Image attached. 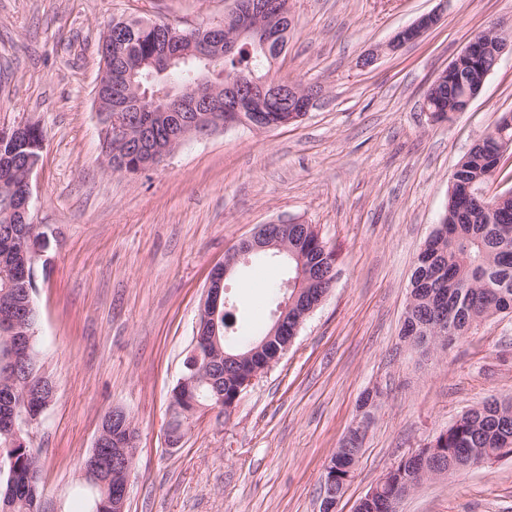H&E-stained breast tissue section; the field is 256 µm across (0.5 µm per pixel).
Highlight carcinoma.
<instances>
[{"mask_svg": "<svg viewBox=\"0 0 512 512\" xmlns=\"http://www.w3.org/2000/svg\"><path fill=\"white\" fill-rule=\"evenodd\" d=\"M124 39L113 40L112 70H131L137 64L154 60L158 69L145 67L137 71L135 82L145 89L169 87L179 91L192 83L206 66L226 78L244 80L263 79L270 76L272 60L278 58L288 44L290 24H285L280 36L268 46L261 40L248 36L233 48L206 62L194 54V48L184 37H179L167 22L123 20ZM480 81L477 70L464 65L457 70L451 83L428 89L429 108L436 120L446 119L445 109L454 107L455 101L467 94ZM153 102L146 101L133 116L140 128V136L155 144L165 145L176 132V126L160 119ZM506 115H501L469 152L460 160L456 177L463 184L476 189L488 186L496 171L488 162V153L495 149L494 138L504 127ZM44 131L35 126L29 140L20 142L10 129H0V302L20 299L24 284L13 282L4 291V275L21 264V252L27 250L23 234L24 224L8 198L19 193L22 179L18 169L11 167L5 158L9 152L28 155L34 161L42 159L38 144L44 141ZM140 148L133 141L119 151L115 150L112 136L104 133L101 138V155L111 158L112 172L136 174L139 172ZM285 265L291 277L298 272L309 275L299 287V301L289 312L288 328L270 336V330L242 336L232 330L234 321L224 322L217 317L216 326L209 327L215 334L219 350L209 361L201 362L196 370L183 366L182 373L193 379L191 386L175 385L171 391L173 429L178 430L187 416L179 410V397L192 392L199 403L210 405L215 389L224 392V414L233 411L238 395L239 376L224 369V355L238 356L252 351L256 344L268 340L263 352L256 355V364L263 366L278 350L290 342L291 327L309 310L318 289L311 280L325 275L335 266V255L318 235L301 226L288 229V254L275 258ZM410 297L413 309L405 312L403 334L415 347L424 352L433 346L430 326L444 320L454 329L455 336L468 335L487 319L512 310V197L499 195L469 198L462 187L448 192V203L442 223L426 241L417 256L411 276ZM15 369L11 363L8 337L0 335V449L8 448L14 458L5 470H0V504L12 505L9 512H50L51 501L41 485L39 455L29 445L15 444L5 434L11 416L10 400L18 397L23 388L13 381ZM23 374L36 384L48 381L42 370L39 349H33L27 370ZM108 436L105 448L114 450L127 444L136 436L133 420L123 424L103 423ZM444 461V476L453 479L471 469L476 457L489 460L512 454V397H490L481 406L464 413L455 423L441 431L433 440ZM413 463L409 460L398 464L384 485L378 499L388 490L407 485L412 478ZM87 512H112V481L86 485Z\"/></svg>", "mask_w": 512, "mask_h": 512, "instance_id": "1", "label": "carcinoma"}]
</instances>
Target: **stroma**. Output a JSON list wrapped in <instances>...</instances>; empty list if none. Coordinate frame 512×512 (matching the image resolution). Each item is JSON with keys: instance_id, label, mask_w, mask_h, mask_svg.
<instances>
[{"instance_id": "35a3bbf8", "label": "stroma", "mask_w": 512, "mask_h": 512, "mask_svg": "<svg viewBox=\"0 0 512 512\" xmlns=\"http://www.w3.org/2000/svg\"><path fill=\"white\" fill-rule=\"evenodd\" d=\"M229 0H0V128L46 131L32 214L50 238L37 268V343L56 395L30 445L55 512H86L80 461L106 412L137 429L126 512H320L332 454L374 420L335 512L490 396H512V314L421 353L402 327L420 249L440 223L459 160L512 112L504 53L467 111L432 121L425 94L478 32L512 28V0H288L275 78L317 87L301 120L190 136L156 169L103 171L93 90L98 41L115 19L185 29L222 20ZM439 24L370 66L360 60L418 16ZM311 224L336 279L294 343L231 415L202 414L166 444L179 378L213 267L259 224ZM224 281L242 335L270 325L280 266ZM399 512H512V455L425 482Z\"/></svg>"}]
</instances>
